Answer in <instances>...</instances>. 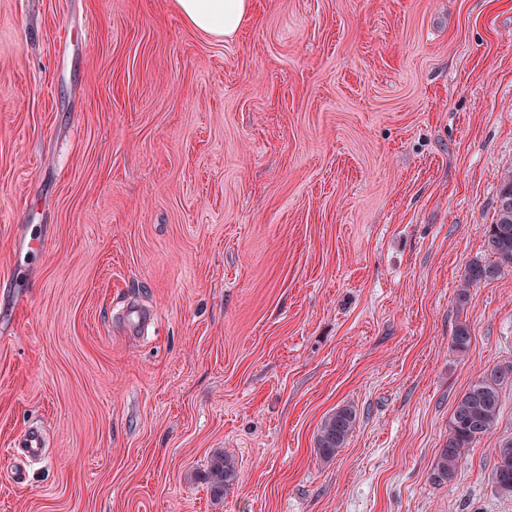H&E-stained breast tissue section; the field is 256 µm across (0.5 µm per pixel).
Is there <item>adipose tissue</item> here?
I'll return each instance as SVG.
<instances>
[{"label": "adipose tissue", "instance_id": "adipose-tissue-1", "mask_svg": "<svg viewBox=\"0 0 512 512\" xmlns=\"http://www.w3.org/2000/svg\"><path fill=\"white\" fill-rule=\"evenodd\" d=\"M174 4L193 29L217 37L237 33L251 9V0H174Z\"/></svg>", "mask_w": 512, "mask_h": 512}]
</instances>
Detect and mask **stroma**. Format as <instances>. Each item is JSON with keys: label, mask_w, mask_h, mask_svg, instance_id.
<instances>
[{"label": "stroma", "mask_w": 512, "mask_h": 512, "mask_svg": "<svg viewBox=\"0 0 512 512\" xmlns=\"http://www.w3.org/2000/svg\"><path fill=\"white\" fill-rule=\"evenodd\" d=\"M510 167L512 0H253L226 40L173 0H0V269L48 237L0 279V512H512L511 385L432 478L512 360V270L457 296ZM506 381L512 382V361H505L472 381L455 400L448 440L433 469L435 482L455 481L465 452L493 429L499 416L502 385ZM357 417V410L351 405L337 407L325 416L314 439L317 459L329 461L336 456L355 428ZM16 446L17 448H21L22 454L26 457H39L46 448L44 434L39 429H29L18 441ZM494 452L493 483L501 495L512 497V438L503 440ZM237 475L235 455L224 450L214 456L208 471L203 475V480L214 496L221 497L235 484Z\"/></svg>", "instance_id": "35a3bbf8"}]
</instances>
